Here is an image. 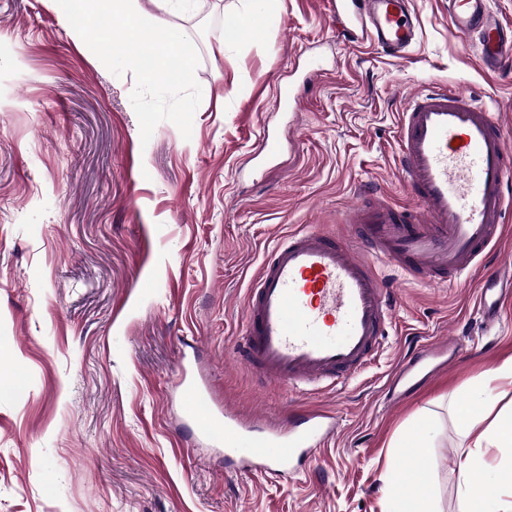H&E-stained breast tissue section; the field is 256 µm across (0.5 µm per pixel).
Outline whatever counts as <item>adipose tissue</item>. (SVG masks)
<instances>
[{
  "label": "adipose tissue",
  "mask_w": 512,
  "mask_h": 512,
  "mask_svg": "<svg viewBox=\"0 0 512 512\" xmlns=\"http://www.w3.org/2000/svg\"><path fill=\"white\" fill-rule=\"evenodd\" d=\"M512 385V359L491 370L454 417L468 444L458 450L459 512H512V407L489 409L493 382ZM415 453L388 485L392 512H438L433 490L422 489V472L432 468V439L427 430L408 436Z\"/></svg>",
  "instance_id": "1"
}]
</instances>
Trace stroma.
Wrapping results in <instances>:
<instances>
[{"label":"stroma","instance_id":"stroma-1","mask_svg":"<svg viewBox=\"0 0 512 512\" xmlns=\"http://www.w3.org/2000/svg\"><path fill=\"white\" fill-rule=\"evenodd\" d=\"M247 6L166 15L197 51L202 99L190 138L163 121L145 144L132 73H110L53 0H0V512H390L386 485L418 428L434 435L439 512L459 510L450 402L512 357V303L491 336L475 306L496 257L447 286L383 267L397 305L382 348L312 395L248 370L244 313L288 232L349 233L346 214L375 192L409 208L395 166L407 94H475L512 141V73L482 69L448 0H416L403 60L343 43L328 0H276L230 38ZM442 336L463 342L447 373L384 404L406 349ZM182 362L241 419L323 409L339 434L308 475L236 472L184 416Z\"/></svg>","mask_w":512,"mask_h":512}]
</instances>
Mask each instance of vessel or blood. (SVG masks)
Returning a JSON list of instances; mask_svg holds the SVG:
<instances>
[{"label": "vessel or blood", "instance_id": "vessel-or-blood-1", "mask_svg": "<svg viewBox=\"0 0 512 512\" xmlns=\"http://www.w3.org/2000/svg\"><path fill=\"white\" fill-rule=\"evenodd\" d=\"M330 6L349 19V42L402 58L416 41L411 0H331ZM448 19L455 32L476 35L485 72L512 67V25L489 0H448ZM398 133V170L414 210H396L379 196L351 214L354 237L300 229L264 260L250 289L243 352L265 381L308 392L365 368L393 312L380 264L454 283L498 249L512 206V142L494 113L470 94L431 85L408 98ZM506 293L501 277L481 282L477 304L486 321H497ZM185 396L187 419L242 473L288 475L336 432L335 415L324 410L285 422H243L216 405L203 379L190 381Z\"/></svg>", "mask_w": 512, "mask_h": 512}]
</instances>
